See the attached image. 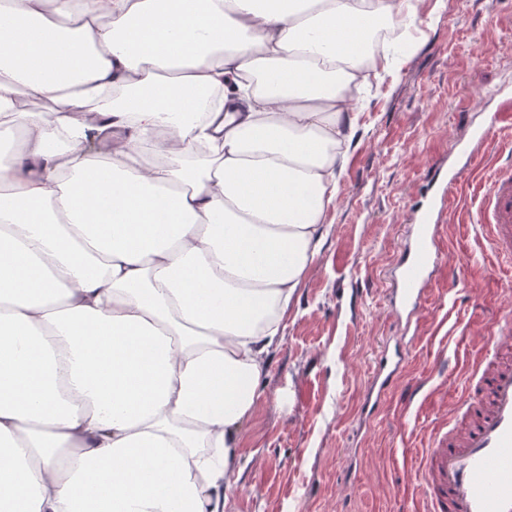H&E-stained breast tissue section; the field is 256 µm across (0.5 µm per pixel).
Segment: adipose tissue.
I'll use <instances>...</instances> for the list:
<instances>
[{
    "label": "adipose tissue",
    "instance_id": "obj_1",
    "mask_svg": "<svg viewBox=\"0 0 512 512\" xmlns=\"http://www.w3.org/2000/svg\"><path fill=\"white\" fill-rule=\"evenodd\" d=\"M416 0H0V512H224Z\"/></svg>",
    "mask_w": 512,
    "mask_h": 512
}]
</instances>
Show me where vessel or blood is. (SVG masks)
Returning a JSON list of instances; mask_svg holds the SVG:
<instances>
[{"mask_svg":"<svg viewBox=\"0 0 512 512\" xmlns=\"http://www.w3.org/2000/svg\"><path fill=\"white\" fill-rule=\"evenodd\" d=\"M433 175L412 206L414 242L406 251L392 303L403 325L406 347H413L417 314L438 266V223L447 198L461 181L459 170L433 162ZM485 186L477 221L496 253L512 267V173L494 170L481 177ZM512 326V310L482 329L481 356L466 371L465 397L446 428L421 449L416 475L425 494L423 505L402 500L401 512H512V342L503 326ZM401 358L382 359L371 379L375 388L392 387Z\"/></svg>","mask_w":512,"mask_h":512,"instance_id":"obj_1","label":"vessel or blood"}]
</instances>
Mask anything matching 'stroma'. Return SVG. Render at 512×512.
Instances as JSON below:
<instances>
[{"label":"stroma","instance_id":"stroma-1","mask_svg":"<svg viewBox=\"0 0 512 512\" xmlns=\"http://www.w3.org/2000/svg\"><path fill=\"white\" fill-rule=\"evenodd\" d=\"M419 18L411 48L359 106L331 229L271 353L267 396L243 427L224 512H398L416 492L420 448L465 392L481 327L512 304V272L468 221L477 189L464 173L440 223L441 269L420 339L403 360L401 384L423 389L388 391L376 415L360 417L378 361L401 334L389 297L409 208L434 160L462 167L473 130L512 96V0H421Z\"/></svg>","mask_w":512,"mask_h":512}]
</instances>
